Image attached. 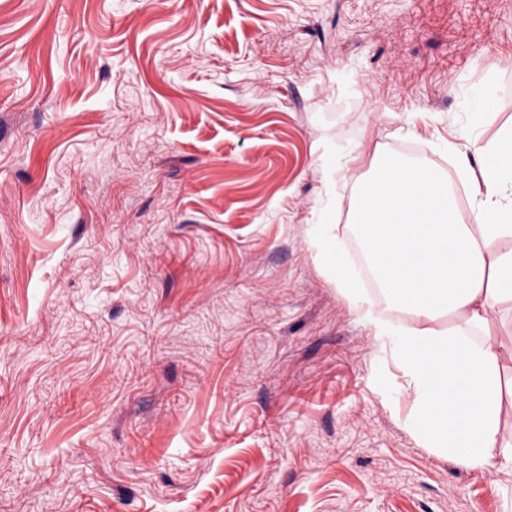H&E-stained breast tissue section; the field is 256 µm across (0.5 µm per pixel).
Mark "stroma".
Instances as JSON below:
<instances>
[{"instance_id":"stroma-1","label":"stroma","mask_w":512,"mask_h":512,"mask_svg":"<svg viewBox=\"0 0 512 512\" xmlns=\"http://www.w3.org/2000/svg\"><path fill=\"white\" fill-rule=\"evenodd\" d=\"M511 125L512 0H0V512H512L345 296L374 153Z\"/></svg>"}]
</instances>
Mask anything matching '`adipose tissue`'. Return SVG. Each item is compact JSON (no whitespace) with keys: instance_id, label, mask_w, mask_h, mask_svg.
<instances>
[{"instance_id":"1","label":"adipose tissue","mask_w":512,"mask_h":512,"mask_svg":"<svg viewBox=\"0 0 512 512\" xmlns=\"http://www.w3.org/2000/svg\"><path fill=\"white\" fill-rule=\"evenodd\" d=\"M448 152L470 185L472 220L453 198L431 195L439 175L425 167L419 193L401 180L368 183L359 231L386 301L412 317L400 344L420 439L468 469L512 473L500 433L512 333L494 322L512 311V127L498 142Z\"/></svg>"}]
</instances>
